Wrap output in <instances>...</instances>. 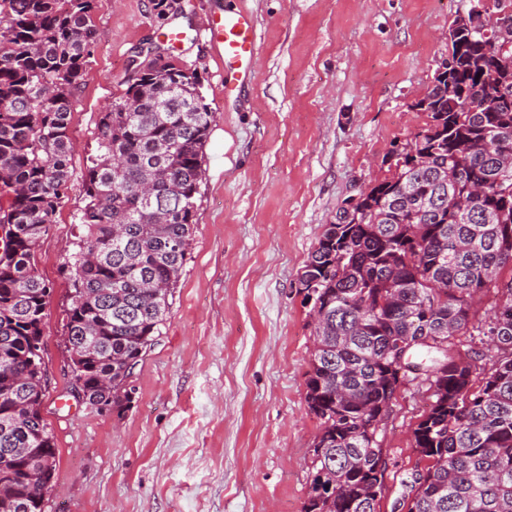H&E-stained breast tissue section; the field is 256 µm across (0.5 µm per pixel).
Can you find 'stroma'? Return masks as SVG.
I'll return each instance as SVG.
<instances>
[{
  "mask_svg": "<svg viewBox=\"0 0 512 512\" xmlns=\"http://www.w3.org/2000/svg\"><path fill=\"white\" fill-rule=\"evenodd\" d=\"M473 0H93L94 50L74 99L72 181L37 269L50 282L44 417L58 448L45 512H302L320 430L306 401L313 349L298 277L325 224L391 177L393 143L424 126L415 110L448 55V26ZM256 20L253 80L224 92L206 34L215 14ZM178 27L173 54L198 72L213 118L203 148L190 259L123 414L70 393L66 348L73 251L99 112L127 87L129 62ZM430 404L409 383L378 441L389 455L380 512H406L401 478L423 468L412 430Z\"/></svg>",
  "mask_w": 512,
  "mask_h": 512,
  "instance_id": "35a3bbf8",
  "label": "stroma"
}]
</instances>
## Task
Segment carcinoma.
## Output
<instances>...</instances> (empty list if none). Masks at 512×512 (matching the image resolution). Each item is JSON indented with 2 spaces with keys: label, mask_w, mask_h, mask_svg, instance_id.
<instances>
[{
  "label": "carcinoma",
  "mask_w": 512,
  "mask_h": 512,
  "mask_svg": "<svg viewBox=\"0 0 512 512\" xmlns=\"http://www.w3.org/2000/svg\"><path fill=\"white\" fill-rule=\"evenodd\" d=\"M92 0H0V512H43L57 448L42 410L51 287L36 251L71 179L73 103L95 44ZM444 71L416 103L428 122L402 144L390 178L326 225L298 281L314 349L306 403L320 421L303 512H377L382 448L373 422L403 385L431 391L413 428L435 464L401 480L408 512H512V276L490 321L470 304L512 273V45L448 27ZM467 44L459 54L456 46ZM212 111L197 73L157 53L97 121L82 182L70 282L72 385L100 410L130 406V379L162 335L190 258ZM485 338L493 361L474 387ZM424 350L429 365L411 361ZM460 340H456V342L460 341L459 343H457V349H459L461 351V353H466L468 354L469 356H471L473 359L474 358H477L476 360V374H474L475 376V386H478L479 385V382L481 381V378L483 377V374L482 373V368H486L488 369L490 367V365H488V361L487 360H481L478 359L479 357L476 356V354L474 353L475 351L476 352H479V351H482L483 349V346L482 344L480 343L479 341V337L477 336H474V339H472L470 336H461L459 337Z\"/></svg>",
  "instance_id": "obj_1"
}]
</instances>
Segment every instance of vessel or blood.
Returning <instances> with one entry per match:
<instances>
[{
	"label": "vessel or blood",
	"mask_w": 512,
	"mask_h": 512,
	"mask_svg": "<svg viewBox=\"0 0 512 512\" xmlns=\"http://www.w3.org/2000/svg\"><path fill=\"white\" fill-rule=\"evenodd\" d=\"M208 29L222 64L240 65L254 56L257 49L256 24L251 14L239 11L214 17Z\"/></svg>",
	"instance_id": "b4317fda"
}]
</instances>
